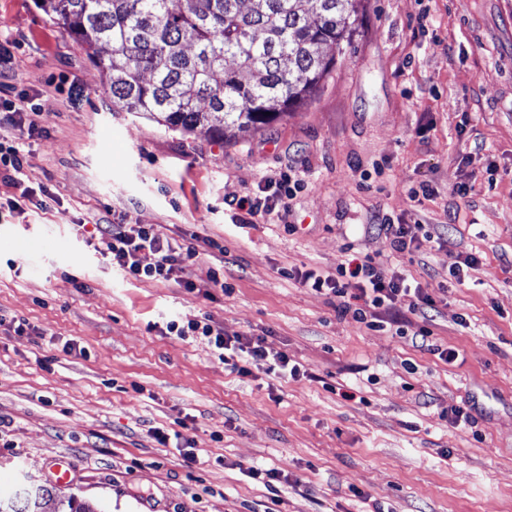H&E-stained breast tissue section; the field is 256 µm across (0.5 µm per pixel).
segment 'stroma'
<instances>
[{
	"label": "stroma",
	"mask_w": 512,
	"mask_h": 512,
	"mask_svg": "<svg viewBox=\"0 0 512 512\" xmlns=\"http://www.w3.org/2000/svg\"><path fill=\"white\" fill-rule=\"evenodd\" d=\"M0 43V96L27 92L46 129L18 185L0 183L1 205L33 197L0 220L1 497L44 485L43 512H248L275 496L246 475L261 466L288 477L279 512H512V0H367L310 101L221 139L113 111L102 72L36 0H0ZM288 166L305 187L286 213L233 220L231 200ZM422 182L431 196L411 201ZM461 183L470 194L452 196ZM46 192L54 206L35 208ZM116 212L195 248L197 290L113 267L94 227ZM377 214L435 241L393 252ZM348 244L434 310L371 329L299 282L335 272ZM468 254L478 269L447 285ZM204 316L269 337L306 376L258 361L243 377L206 339L165 333ZM188 416L192 463L153 438Z\"/></svg>",
	"instance_id": "stroma-1"
}]
</instances>
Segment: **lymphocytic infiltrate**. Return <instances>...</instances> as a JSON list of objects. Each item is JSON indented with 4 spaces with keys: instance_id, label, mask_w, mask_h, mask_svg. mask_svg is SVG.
Returning <instances> with one entry per match:
<instances>
[{
    "instance_id": "1",
    "label": "lymphocytic infiltrate",
    "mask_w": 512,
    "mask_h": 512,
    "mask_svg": "<svg viewBox=\"0 0 512 512\" xmlns=\"http://www.w3.org/2000/svg\"><path fill=\"white\" fill-rule=\"evenodd\" d=\"M303 183L292 170L280 172L270 180L263 194L246 195L231 203L238 222L248 224L256 217L271 218L287 208L289 200L301 191ZM376 229L389 242L392 250L403 253L419 250L432 242L433 237L420 224H403L392 218H383ZM103 254L117 266L125 277L143 281H175L187 290H195L197 284L191 278L195 249L180 244L177 239L157 233L151 226L127 224L122 218L112 223L97 225ZM150 252L156 260L142 264L141 252ZM303 285L319 293L339 299L342 314L352 315L368 327L379 328L384 324H397L406 312L434 307L435 301L422 288H409L404 279L392 271L383 261L371 256L341 261L335 273L320 275L312 271L301 273ZM166 330L170 335L186 338L201 336L218 352L220 360L230 364L239 375H250V364L262 361L269 374L282 378L299 377L302 369L293 363L287 351L276 348L265 336H225L223 330L208 320L191 319L186 323L169 322Z\"/></svg>"
}]
</instances>
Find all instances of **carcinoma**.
I'll list each match as a JSON object with an SVG mask.
<instances>
[{"instance_id": "cac0c4a2", "label": "carcinoma", "mask_w": 512, "mask_h": 512, "mask_svg": "<svg viewBox=\"0 0 512 512\" xmlns=\"http://www.w3.org/2000/svg\"><path fill=\"white\" fill-rule=\"evenodd\" d=\"M364 0H36L108 75L112 110L175 130L255 129L307 103L363 20ZM52 490L0 512H38Z\"/></svg>"}]
</instances>
